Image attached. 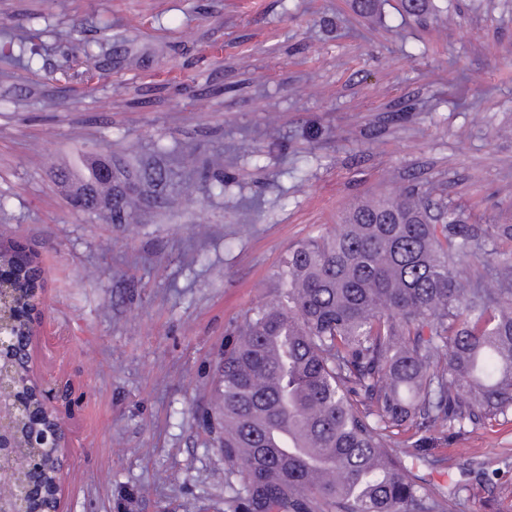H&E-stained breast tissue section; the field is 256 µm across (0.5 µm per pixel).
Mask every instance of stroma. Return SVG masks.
<instances>
[{"label":"stroma","instance_id":"1","mask_svg":"<svg viewBox=\"0 0 512 512\" xmlns=\"http://www.w3.org/2000/svg\"><path fill=\"white\" fill-rule=\"evenodd\" d=\"M0 22L33 59L0 63V239L43 267L35 370L51 400L72 390L61 512H224L197 418L226 328L354 200L418 172L468 223H512V0H431L421 22L400 0H0ZM92 40L113 55L90 82ZM91 157L182 165L195 188L113 224L52 174ZM434 453L468 485L457 512H512V422Z\"/></svg>","mask_w":512,"mask_h":512}]
</instances>
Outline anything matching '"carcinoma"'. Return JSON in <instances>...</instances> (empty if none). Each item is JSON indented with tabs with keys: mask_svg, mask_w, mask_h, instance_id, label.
I'll use <instances>...</instances> for the list:
<instances>
[{
	"mask_svg": "<svg viewBox=\"0 0 512 512\" xmlns=\"http://www.w3.org/2000/svg\"><path fill=\"white\" fill-rule=\"evenodd\" d=\"M27 63L14 43L0 61ZM158 185L161 167H140ZM398 195L357 200L336 226L293 246L275 299L235 322L217 366L226 512H449L464 489L427 449L465 427L512 417V224H467L408 175ZM75 189L107 201L97 170ZM141 197L116 201L129 224ZM478 263L463 285L458 261ZM4 312L25 326L31 270ZM16 423L9 464L31 486L0 512H37L55 488L54 448Z\"/></svg>",
	"mask_w": 512,
	"mask_h": 512,
	"instance_id": "cac0c4a2",
	"label": "carcinoma"
}]
</instances>
